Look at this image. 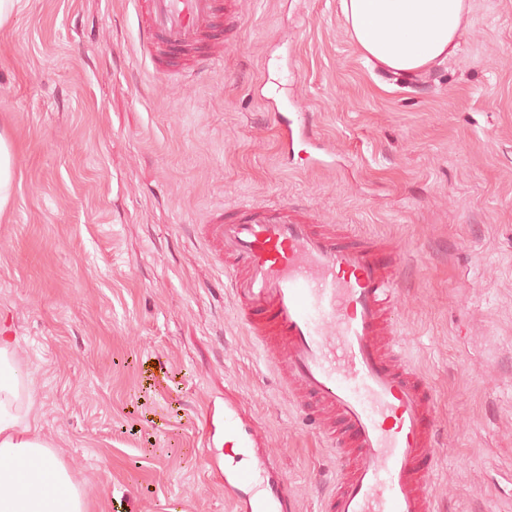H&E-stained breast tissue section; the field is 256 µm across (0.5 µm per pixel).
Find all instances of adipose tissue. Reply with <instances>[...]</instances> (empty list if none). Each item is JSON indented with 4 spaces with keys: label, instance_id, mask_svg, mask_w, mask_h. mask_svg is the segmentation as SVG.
Listing matches in <instances>:
<instances>
[{
    "label": "adipose tissue",
    "instance_id": "ef3b65f1",
    "mask_svg": "<svg viewBox=\"0 0 512 512\" xmlns=\"http://www.w3.org/2000/svg\"><path fill=\"white\" fill-rule=\"evenodd\" d=\"M361 53L404 77L429 71L454 54L467 0H341ZM27 384L13 364V338L0 336V512H89L56 446L39 433Z\"/></svg>",
    "mask_w": 512,
    "mask_h": 512
}]
</instances>
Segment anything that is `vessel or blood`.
<instances>
[{"instance_id": "b4317fda", "label": "vessel or blood", "mask_w": 512, "mask_h": 512, "mask_svg": "<svg viewBox=\"0 0 512 512\" xmlns=\"http://www.w3.org/2000/svg\"><path fill=\"white\" fill-rule=\"evenodd\" d=\"M139 44L152 68L172 75L209 67L214 38L239 24L234 0H141ZM247 335L311 418L330 412L326 436L343 453L323 512H435V397L400 362L390 306L398 292L395 248L337 234L271 201L205 226ZM205 448L225 445L230 512H296L295 496L266 451L259 418L225 398L209 405Z\"/></svg>"}]
</instances>
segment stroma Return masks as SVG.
<instances>
[{
    "instance_id": "35a3bbf8",
    "label": "stroma",
    "mask_w": 512,
    "mask_h": 512,
    "mask_svg": "<svg viewBox=\"0 0 512 512\" xmlns=\"http://www.w3.org/2000/svg\"><path fill=\"white\" fill-rule=\"evenodd\" d=\"M216 66L155 75L135 0H21L0 25V320L41 433L90 512H229L207 404L263 424L298 512L336 450L245 334L200 229L277 200L396 247L399 356L432 383L439 512H512V0H471L456 54L404 79L340 0H235ZM312 112L282 149L275 115ZM16 147L7 130L0 131V213L7 206L15 180Z\"/></svg>"
}]
</instances>
